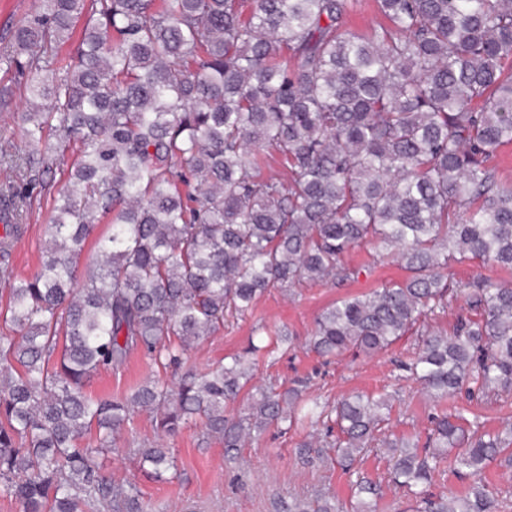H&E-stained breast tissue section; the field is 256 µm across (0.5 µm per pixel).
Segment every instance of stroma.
Listing matches in <instances>:
<instances>
[{
    "mask_svg": "<svg viewBox=\"0 0 512 512\" xmlns=\"http://www.w3.org/2000/svg\"><path fill=\"white\" fill-rule=\"evenodd\" d=\"M77 143H70L48 176L49 184L34 191L35 201L7 261H0V307H5L10 283L32 277L46 255L49 240L48 221L59 189L68 181L77 160ZM348 266L360 268L358 279L341 284L306 286L292 293L271 290L255 301L242 318H230L219 333L200 339L187 352L185 365L202 372L217 363H228L245 354L251 343L265 332L287 331L288 342L272 345L253 357V383H271L280 388L303 382V396L310 401L332 402L341 395L359 392L392 398L390 433L413 439H425L434 417L443 413H462L477 417L482 430L498 432L512 425V394L496 401L461 391L443 399L426 396L404 364L417 350L418 338L407 334L390 349L376 355L347 353L322 358L306 347L317 317L337 300L358 295L402 281L406 277L401 265L378 248L363 244L344 257ZM370 273H363V265ZM175 385L174 371H160L144 354L131 358L123 374L101 371L87 382L84 391L92 397L127 396L149 380ZM316 429L303 425L288 431L269 428L254 435L237 460L224 456V446L205 441L201 426L190 424L178 434L165 436L157 431L153 416L136 413L115 449L97 458L100 471L109 480H131L139 486L146 512H276L275 505L288 495L300 497L322 490L347 504L356 496L355 481L365 477L381 487L377 512H415L416 503L403 489L390 481L391 462L381 448H368L362 461L353 465L352 473L341 468L310 467L299 456V446L311 440ZM155 442L173 454L177 475L158 480L141 470L128 444L132 441Z\"/></svg>",
    "mask_w": 512,
    "mask_h": 512,
    "instance_id": "stroma-1",
    "label": "stroma"
}]
</instances>
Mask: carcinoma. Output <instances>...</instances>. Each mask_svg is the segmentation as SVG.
Here are the masks:
<instances>
[{
  "mask_svg": "<svg viewBox=\"0 0 512 512\" xmlns=\"http://www.w3.org/2000/svg\"><path fill=\"white\" fill-rule=\"evenodd\" d=\"M388 21L351 31L350 0H39L10 32L0 65L21 75L19 126L34 149L0 137V164L21 185L0 188V258L32 205L33 186L75 138L80 157L58 191L40 271L9 288L0 336V488L23 512H144L132 482L99 474L96 457L139 411L174 434L194 422L238 457L246 439L334 416V455L299 447L307 464L350 468L374 442L392 481L424 512H495L482 476L512 465V434L443 415L420 446L391 439L384 397L348 394L299 414L301 394L251 385L252 362L189 372L174 388L147 381L130 397L92 398L86 381L122 373L144 353L167 370L198 340L243 316L260 295L359 277L350 249L374 243L406 279L336 302L310 340L322 357L373 355L414 333L410 370L443 398L467 388L512 391V286L454 290L448 265L481 259L512 273V183L490 160L512 144V0H375ZM84 22L76 57L59 54ZM277 157L281 173H263ZM111 224L82 276L76 259ZM465 299L452 332L429 320ZM243 401L247 413L226 412ZM98 429L94 446L79 440ZM458 449L463 495L430 497L443 454ZM162 477L160 445L135 450ZM375 512L379 488L356 483ZM282 512H344L319 494Z\"/></svg>",
  "mask_w": 512,
  "mask_h": 512,
  "instance_id": "obj_1",
  "label": "carcinoma"
}]
</instances>
